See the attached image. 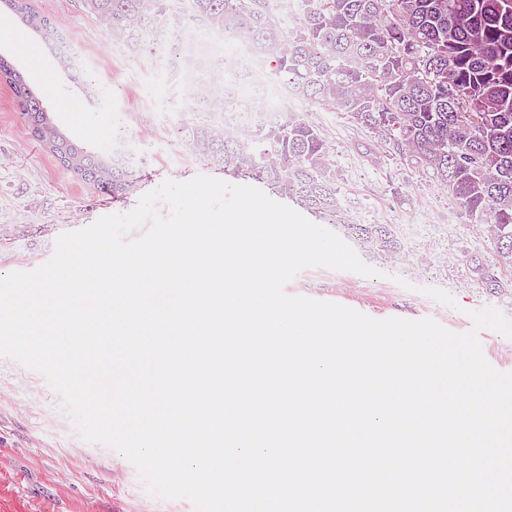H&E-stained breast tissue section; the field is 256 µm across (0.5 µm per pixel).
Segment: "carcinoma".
I'll list each match as a JSON object with an SVG mask.
<instances>
[{
  "instance_id": "1",
  "label": "carcinoma",
  "mask_w": 512,
  "mask_h": 512,
  "mask_svg": "<svg viewBox=\"0 0 512 512\" xmlns=\"http://www.w3.org/2000/svg\"><path fill=\"white\" fill-rule=\"evenodd\" d=\"M5 2L45 42L62 45L52 19L30 0ZM85 5L134 52H151L158 39L174 48L180 42L168 28L167 0ZM192 9L208 30L253 45L269 74L296 97L345 113L389 156L444 188L497 256L493 264L467 258L475 283L491 293L512 288V0H302L299 22L287 31L269 0H192ZM202 46L209 70L194 78L191 96L205 117L179 128L193 153L395 255L388 225L345 221L333 151L320 129L295 111L242 124L235 106L265 97V89L246 72L223 71V49ZM0 73L31 134L63 172L114 196L135 186L138 168L77 146L2 57Z\"/></svg>"
}]
</instances>
